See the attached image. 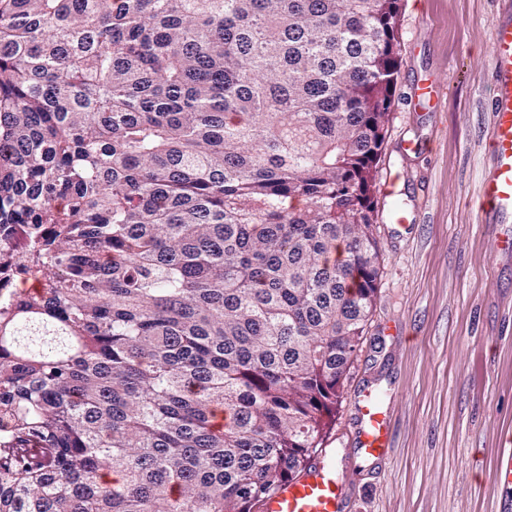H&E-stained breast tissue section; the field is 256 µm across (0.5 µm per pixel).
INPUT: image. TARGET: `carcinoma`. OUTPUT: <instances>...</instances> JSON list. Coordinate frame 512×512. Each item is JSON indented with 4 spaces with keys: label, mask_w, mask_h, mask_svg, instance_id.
Masks as SVG:
<instances>
[{
    "label": "carcinoma",
    "mask_w": 512,
    "mask_h": 512,
    "mask_svg": "<svg viewBox=\"0 0 512 512\" xmlns=\"http://www.w3.org/2000/svg\"><path fill=\"white\" fill-rule=\"evenodd\" d=\"M401 0H0V512H260L375 304Z\"/></svg>",
    "instance_id": "carcinoma-1"
}]
</instances>
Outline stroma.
<instances>
[{
	"mask_svg": "<svg viewBox=\"0 0 512 512\" xmlns=\"http://www.w3.org/2000/svg\"><path fill=\"white\" fill-rule=\"evenodd\" d=\"M498 0H403L402 59L377 183L401 173L409 230L377 221L378 297L323 448L343 456L350 512H501L512 498L493 450L512 432V223H483L491 21ZM434 79L435 108L411 89ZM416 141V151L401 146ZM392 398L391 456L355 446L354 395Z\"/></svg>",
	"mask_w": 512,
	"mask_h": 512,
	"instance_id": "1",
	"label": "stroma"
}]
</instances>
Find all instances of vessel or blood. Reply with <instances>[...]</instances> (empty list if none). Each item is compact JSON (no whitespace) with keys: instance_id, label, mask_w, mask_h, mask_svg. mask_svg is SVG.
<instances>
[{"instance_id":"obj_1","label":"vessel or blood","mask_w":512,"mask_h":512,"mask_svg":"<svg viewBox=\"0 0 512 512\" xmlns=\"http://www.w3.org/2000/svg\"><path fill=\"white\" fill-rule=\"evenodd\" d=\"M491 45L492 153L494 165L482 187L485 221L498 223L512 216V4L503 9L493 23ZM383 194L393 205L389 216L393 223L406 224L409 213L399 207L403 187L398 178L386 179ZM355 440L363 456L383 460L390 448L389 403L370 389L354 397ZM335 457L312 462L302 475L281 483L265 500L263 512H347L346 487L340 478Z\"/></svg>"}]
</instances>
